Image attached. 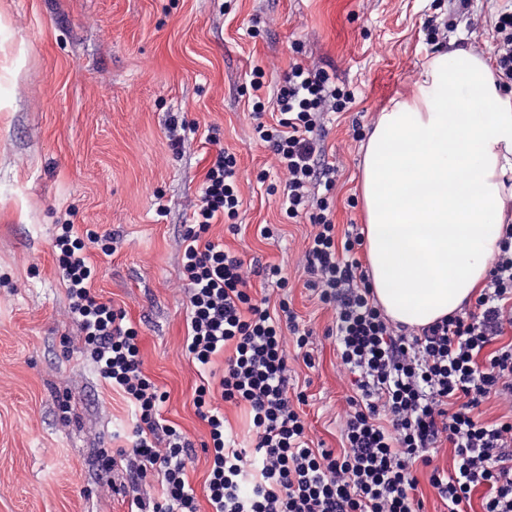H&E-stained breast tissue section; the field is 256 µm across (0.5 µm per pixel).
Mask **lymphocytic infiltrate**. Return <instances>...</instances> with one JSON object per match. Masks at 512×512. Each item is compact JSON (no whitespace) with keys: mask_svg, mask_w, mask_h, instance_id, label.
Segmentation results:
<instances>
[{"mask_svg":"<svg viewBox=\"0 0 512 512\" xmlns=\"http://www.w3.org/2000/svg\"><path fill=\"white\" fill-rule=\"evenodd\" d=\"M264 72L250 81L252 108L277 113L273 125L257 124L288 176L280 205L289 218L307 216L312 226L304 252L309 285L335 311L328 328L337 355L351 375L353 395L342 428V450L313 447L307 423L288 395L287 346L305 350L311 330L300 327L287 300L271 310L268 297L249 288L251 267L209 236L214 220L235 219L241 204L237 161L218 152L202 195L184 231L182 267L187 286L185 353L201 370L223 359L219 382L202 380L194 406L209 428L205 493L211 512H423L418 468L448 512H467L483 489L481 512H512V414L494 423L476 411L496 396L512 406V225L473 308L408 335L394 327L375 301L371 281L356 257L364 241L358 227L337 235L330 195L333 166L322 163L317 133L322 112H342L350 90L326 72L297 58L273 101L262 94ZM57 263L70 311L84 332L86 357L101 378L131 407L135 420L129 447L101 453L105 470L132 457L133 486L161 477V500L138 508L198 512L187 480L191 441L161 416L165 394L143 372L136 328L121 311L91 291L87 245L73 225L58 237ZM247 408L251 445L238 447L214 398ZM454 450V469H431L430 451Z\"/></svg>","mask_w":512,"mask_h":512,"instance_id":"1","label":"lymphocytic infiltrate"}]
</instances>
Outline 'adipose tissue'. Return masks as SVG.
<instances>
[{
	"label": "adipose tissue",
	"instance_id": "obj_1",
	"mask_svg": "<svg viewBox=\"0 0 512 512\" xmlns=\"http://www.w3.org/2000/svg\"><path fill=\"white\" fill-rule=\"evenodd\" d=\"M363 206L373 293L392 323L426 327L482 286L512 216V97L484 55L431 58L380 114Z\"/></svg>",
	"mask_w": 512,
	"mask_h": 512
}]
</instances>
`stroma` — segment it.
Segmentation results:
<instances>
[{
  "mask_svg": "<svg viewBox=\"0 0 512 512\" xmlns=\"http://www.w3.org/2000/svg\"><path fill=\"white\" fill-rule=\"evenodd\" d=\"M512 0H0V512H133L124 469L99 451L131 409L81 357L55 244L62 225L90 247L93 287L141 334L143 369L168 393L163 416L195 443L188 480L202 504L208 428L193 395L201 376L184 351L185 224L218 151L238 166L237 230L212 238L244 260L282 269L288 297L313 329L314 367L288 355L314 446L340 449L351 384L325 337L334 313L306 286L311 226L288 218L286 176L248 105L253 67L276 88L293 57L353 91L325 113L321 145L338 170L334 221L364 225L361 161L380 112L409 93L422 64L457 42L492 57L494 23ZM440 25L438 44L427 39ZM270 226L273 235L260 230Z\"/></svg>",
  "mask_w": 512,
  "mask_h": 512,
  "instance_id": "stroma-1",
  "label": "stroma"
}]
</instances>
